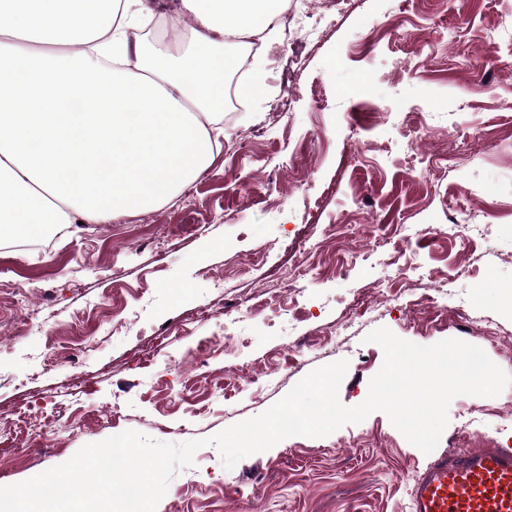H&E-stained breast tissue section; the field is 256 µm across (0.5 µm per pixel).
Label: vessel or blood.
Returning a JSON list of instances; mask_svg holds the SVG:
<instances>
[{
  "mask_svg": "<svg viewBox=\"0 0 512 512\" xmlns=\"http://www.w3.org/2000/svg\"><path fill=\"white\" fill-rule=\"evenodd\" d=\"M412 512H512V448H462L417 478Z\"/></svg>",
  "mask_w": 512,
  "mask_h": 512,
  "instance_id": "vessel-or-blood-1",
  "label": "vessel or blood"
}]
</instances>
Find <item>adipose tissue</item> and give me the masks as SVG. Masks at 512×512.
I'll list each match as a JSON object with an SVG mask.
<instances>
[{
  "instance_id": "adipose-tissue-1",
  "label": "adipose tissue",
  "mask_w": 512,
  "mask_h": 512,
  "mask_svg": "<svg viewBox=\"0 0 512 512\" xmlns=\"http://www.w3.org/2000/svg\"><path fill=\"white\" fill-rule=\"evenodd\" d=\"M0 27V246L46 224L158 208L222 149L231 49L260 41L243 93L261 97L267 19L287 0H179L194 52L145 53L142 0H12Z\"/></svg>"
}]
</instances>
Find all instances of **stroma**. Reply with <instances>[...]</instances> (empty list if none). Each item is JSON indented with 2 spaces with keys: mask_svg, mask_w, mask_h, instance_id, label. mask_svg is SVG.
<instances>
[{
  "mask_svg": "<svg viewBox=\"0 0 512 512\" xmlns=\"http://www.w3.org/2000/svg\"><path fill=\"white\" fill-rule=\"evenodd\" d=\"M400 1L358 0L292 65L287 41L307 23L306 0H288L287 39L264 59V97L224 114L220 155L178 197L73 225L44 250L0 247V281L12 285L0 292V486L126 430L169 443L207 439L341 359L339 400L358 405L383 363L382 348L365 340L379 327L419 345L481 344L512 376V9L504 0H408L402 13ZM408 55L416 68L391 79V62ZM320 93L328 105L318 111ZM286 96L291 111H278ZM409 112L419 116L422 155L438 146L448 156L438 173L399 160ZM378 142L391 143L392 157L373 152ZM318 193L316 221L335 235L308 234L302 198ZM402 224L422 231L403 240ZM452 224L464 235L449 233ZM304 235L314 271L296 299L302 317L255 312L257 290L297 266L276 242ZM398 252L431 274L434 304L392 301ZM105 301L125 334L99 324ZM233 301V337L196 368L198 341L223 326ZM474 311L487 329L467 323ZM330 326L326 354L265 387L298 342ZM76 380L75 416L54 393ZM491 447L512 448V385L495 397H455L428 454L379 411L325 437L286 438L231 469L207 444L156 512H410L420 471L451 449Z\"/></svg>",
  "mask_w": 512,
  "mask_h": 512,
  "instance_id": "1",
  "label": "stroma"
}]
</instances>
